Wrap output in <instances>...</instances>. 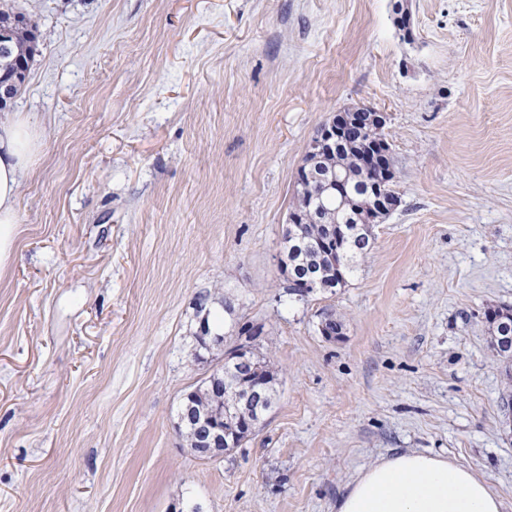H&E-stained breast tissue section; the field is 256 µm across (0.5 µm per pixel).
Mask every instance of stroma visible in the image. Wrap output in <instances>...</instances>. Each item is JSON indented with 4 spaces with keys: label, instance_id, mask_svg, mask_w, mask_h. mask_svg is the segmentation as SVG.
I'll return each mask as SVG.
<instances>
[{
    "label": "stroma",
    "instance_id": "35a3bbf8",
    "mask_svg": "<svg viewBox=\"0 0 512 512\" xmlns=\"http://www.w3.org/2000/svg\"><path fill=\"white\" fill-rule=\"evenodd\" d=\"M8 3L38 25L9 109L41 150L0 275V512H334L401 450L472 468L512 512L485 320L512 309V0ZM352 106L386 113L402 204L345 287L298 300L297 171ZM203 293L277 372L253 434L209 459L176 429L209 373Z\"/></svg>",
    "mask_w": 512,
    "mask_h": 512
}]
</instances>
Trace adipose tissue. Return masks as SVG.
Masks as SVG:
<instances>
[{"label": "adipose tissue", "mask_w": 512, "mask_h": 512, "mask_svg": "<svg viewBox=\"0 0 512 512\" xmlns=\"http://www.w3.org/2000/svg\"><path fill=\"white\" fill-rule=\"evenodd\" d=\"M38 142L30 121L0 113V271L18 235L21 179L35 165ZM503 500L484 478L446 457L403 451L383 458L349 485L336 512H503Z\"/></svg>", "instance_id": "ef3b65f1"}]
</instances>
